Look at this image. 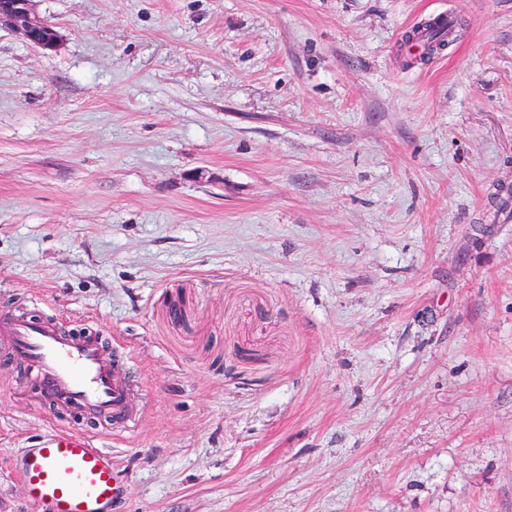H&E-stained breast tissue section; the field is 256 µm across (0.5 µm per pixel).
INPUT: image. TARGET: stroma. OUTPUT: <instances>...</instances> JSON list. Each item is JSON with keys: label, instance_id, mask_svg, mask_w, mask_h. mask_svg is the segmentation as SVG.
Instances as JSON below:
<instances>
[{"label": "stroma", "instance_id": "1", "mask_svg": "<svg viewBox=\"0 0 512 512\" xmlns=\"http://www.w3.org/2000/svg\"><path fill=\"white\" fill-rule=\"evenodd\" d=\"M37 10L58 50L0 29V312L130 355L122 512H512V0ZM60 417L0 366V512Z\"/></svg>", "mask_w": 512, "mask_h": 512}]
</instances>
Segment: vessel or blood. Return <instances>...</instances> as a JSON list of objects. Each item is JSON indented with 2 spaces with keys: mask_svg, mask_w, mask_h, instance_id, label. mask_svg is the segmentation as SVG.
I'll return each mask as SVG.
<instances>
[{
  "mask_svg": "<svg viewBox=\"0 0 512 512\" xmlns=\"http://www.w3.org/2000/svg\"><path fill=\"white\" fill-rule=\"evenodd\" d=\"M0 349L17 369V381L37 403L58 407L74 421L53 427L38 447L14 457L12 473L30 503L42 512H112L122 475L111 449L101 447L87 426L111 423L113 434L137 421L128 357H113L101 337L62 329L27 313H0Z\"/></svg>",
  "mask_w": 512,
  "mask_h": 512,
  "instance_id": "1",
  "label": "vessel or blood"
}]
</instances>
